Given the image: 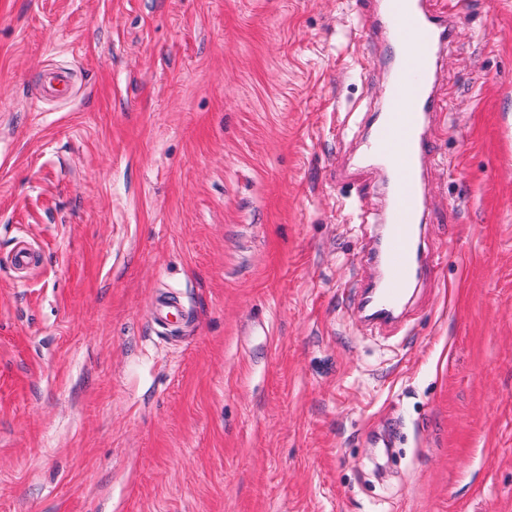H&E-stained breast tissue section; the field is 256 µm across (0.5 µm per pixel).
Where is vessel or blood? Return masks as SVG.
I'll return each instance as SVG.
<instances>
[{"mask_svg": "<svg viewBox=\"0 0 512 512\" xmlns=\"http://www.w3.org/2000/svg\"><path fill=\"white\" fill-rule=\"evenodd\" d=\"M375 23L392 51L391 79L385 89V110L377 114L358 163L380 162L390 171L392 182L382 218L383 277L349 303L387 323L398 317L423 266V160L433 148L425 118L437 107L433 97L437 60L452 29L447 17L428 14L421 0H383Z\"/></svg>", "mask_w": 512, "mask_h": 512, "instance_id": "obj_1", "label": "vessel or blood"}]
</instances>
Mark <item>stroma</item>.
<instances>
[{
  "instance_id": "1",
  "label": "stroma",
  "mask_w": 512,
  "mask_h": 512,
  "mask_svg": "<svg viewBox=\"0 0 512 512\" xmlns=\"http://www.w3.org/2000/svg\"><path fill=\"white\" fill-rule=\"evenodd\" d=\"M380 5L0 0V512H512V0H424L396 331L342 302L381 277Z\"/></svg>"
}]
</instances>
